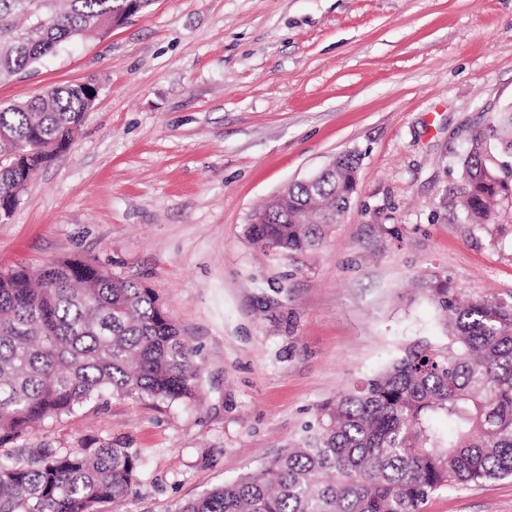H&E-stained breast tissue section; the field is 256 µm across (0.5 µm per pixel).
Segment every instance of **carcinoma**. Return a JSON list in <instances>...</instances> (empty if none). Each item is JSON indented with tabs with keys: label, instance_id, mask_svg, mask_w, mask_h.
Wrapping results in <instances>:
<instances>
[{
	"label": "carcinoma",
	"instance_id": "cac0c4a2",
	"mask_svg": "<svg viewBox=\"0 0 512 512\" xmlns=\"http://www.w3.org/2000/svg\"><path fill=\"white\" fill-rule=\"evenodd\" d=\"M152 0H0V82L74 39H94ZM93 88H48L0 104V223L31 174L68 150ZM23 160L13 164L14 156ZM512 106L490 113L460 168V210L490 223L512 201ZM354 157L309 197L288 186L246 225L253 242L303 253L319 246L354 190ZM446 342L409 344L387 367L321 403L298 446L178 512H421L435 492L512 476V300L434 289ZM200 367L160 298L93 259L0 272V512H101L140 481L130 444L98 440L61 451L13 447L48 421L107 396L191 403ZM448 421L449 430L438 421Z\"/></svg>",
	"mask_w": 512,
	"mask_h": 512
}]
</instances>
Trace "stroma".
Instances as JSON below:
<instances>
[{"instance_id":"stroma-1","label":"stroma","mask_w":512,"mask_h":512,"mask_svg":"<svg viewBox=\"0 0 512 512\" xmlns=\"http://www.w3.org/2000/svg\"><path fill=\"white\" fill-rule=\"evenodd\" d=\"M88 80L75 142L0 224V270L97 259L159 296L202 368L198 402L110 397L26 438L137 448L105 512H178L296 444L319 404L444 342L433 287L512 298V206L483 228L457 206L471 132L512 104V0H153L0 82V104ZM346 151L357 190L319 249L249 242L256 208ZM422 512H512V477Z\"/></svg>"}]
</instances>
